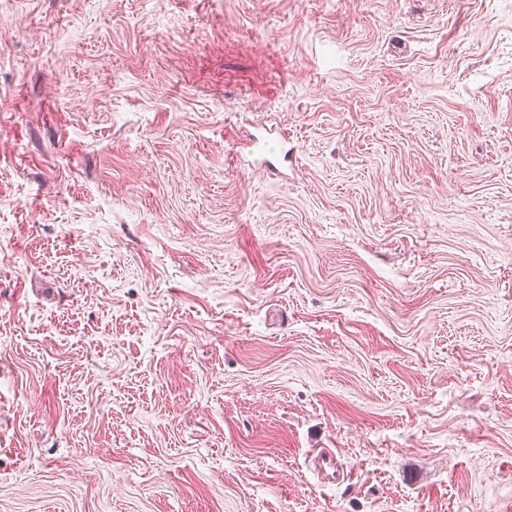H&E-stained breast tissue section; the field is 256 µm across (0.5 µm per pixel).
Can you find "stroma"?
Segmentation results:
<instances>
[{"label":"stroma","mask_w":512,"mask_h":512,"mask_svg":"<svg viewBox=\"0 0 512 512\" xmlns=\"http://www.w3.org/2000/svg\"><path fill=\"white\" fill-rule=\"evenodd\" d=\"M0 512H512V0H0ZM314 458L316 459L319 473H321L324 478L337 481L344 476V470L339 462L335 459L333 454L325 448H320Z\"/></svg>","instance_id":"stroma-1"}]
</instances>
